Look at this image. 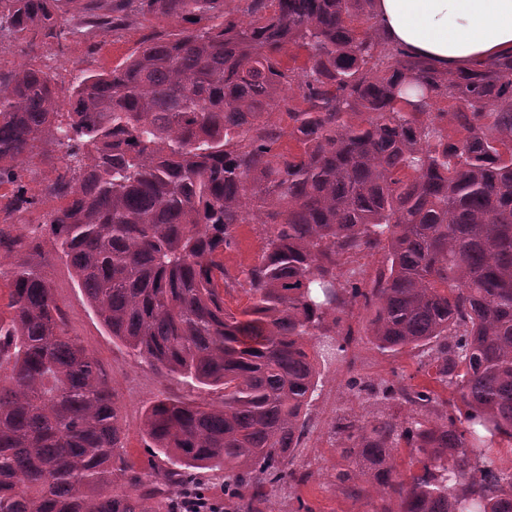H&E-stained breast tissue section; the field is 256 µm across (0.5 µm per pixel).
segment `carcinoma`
<instances>
[{
    "label": "carcinoma",
    "instance_id": "carcinoma-1",
    "mask_svg": "<svg viewBox=\"0 0 512 512\" xmlns=\"http://www.w3.org/2000/svg\"><path fill=\"white\" fill-rule=\"evenodd\" d=\"M62 2L0 0V31L32 51L129 16L184 27L83 75L66 100L31 63L0 76L15 218L0 223V512H174L170 491L220 467L225 503L263 512L309 477L288 465L319 360L347 351L356 307L373 311L378 350L428 347L424 373L459 401L351 377L374 409L336 422V487L377 512H512V467L486 457L512 447V52L439 71L386 41L373 0H91L75 22ZM292 48L304 66H282ZM285 137L297 148L281 150ZM41 145L60 150L41 156L61 204L36 232L22 217L38 199L18 181ZM241 224L261 225L265 246L234 276L221 256ZM46 246L112 339L223 393L219 406L150 402L144 430L170 466L127 463L114 391L70 335ZM362 252L384 255L369 288L336 275ZM403 446L422 463L409 481Z\"/></svg>",
    "mask_w": 512,
    "mask_h": 512
}]
</instances>
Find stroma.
Returning a JSON list of instances; mask_svg holds the SVG:
<instances>
[{
	"mask_svg": "<svg viewBox=\"0 0 512 512\" xmlns=\"http://www.w3.org/2000/svg\"><path fill=\"white\" fill-rule=\"evenodd\" d=\"M140 19H130L127 26L92 38L78 37L56 46L45 45L26 54L23 45H11L7 51L10 60H29L38 66L50 67L61 89H68L85 70H108L125 61L148 35ZM55 296L67 314L68 329L99 359L112 379L118 414L125 431L126 460L133 469L145 473L150 469L149 440L143 431V415L150 401L159 393H167L187 400L204 399L217 404L221 394L201 389L185 379L159 376L149 365L141 362L120 343L113 341L79 287L73 270L61 262L49 269ZM369 310L355 309L345 324L353 336L343 361H325L320 365L322 386L309 410L310 430L303 439L294 467L311 472V479L296 488L282 487L273 493L272 512H289L288 498L299 494L314 512H372L370 504L353 506L336 488L332 479L334 469L343 463L337 449L332 425L343 413L365 414L369 402L346 391L351 376L362 377L371 384L401 376L415 386L428 384V376L418 370L416 351L406 349L391 355L378 351L365 335Z\"/></svg>",
	"mask_w": 512,
	"mask_h": 512,
	"instance_id": "1",
	"label": "stroma"
}]
</instances>
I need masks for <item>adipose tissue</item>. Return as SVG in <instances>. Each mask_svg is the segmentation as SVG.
<instances>
[{
  "label": "adipose tissue",
  "mask_w": 512,
  "mask_h": 512,
  "mask_svg": "<svg viewBox=\"0 0 512 512\" xmlns=\"http://www.w3.org/2000/svg\"><path fill=\"white\" fill-rule=\"evenodd\" d=\"M385 38L440 70L512 50V0H374Z\"/></svg>",
  "instance_id": "1"
}]
</instances>
